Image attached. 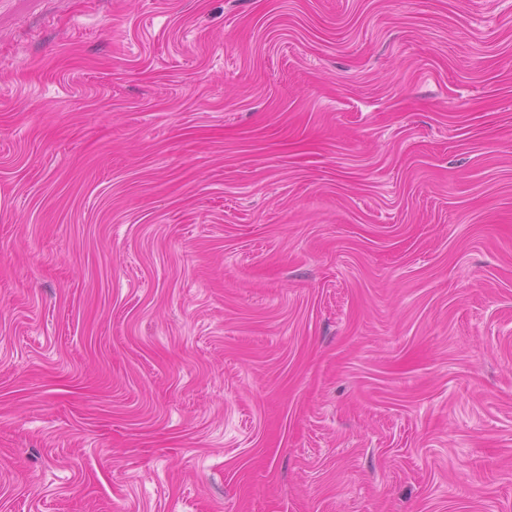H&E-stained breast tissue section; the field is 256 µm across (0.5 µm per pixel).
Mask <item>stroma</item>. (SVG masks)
I'll return each instance as SVG.
<instances>
[{"label":"stroma","instance_id":"stroma-1","mask_svg":"<svg viewBox=\"0 0 512 512\" xmlns=\"http://www.w3.org/2000/svg\"><path fill=\"white\" fill-rule=\"evenodd\" d=\"M0 512H512V0H0Z\"/></svg>","mask_w":512,"mask_h":512}]
</instances>
